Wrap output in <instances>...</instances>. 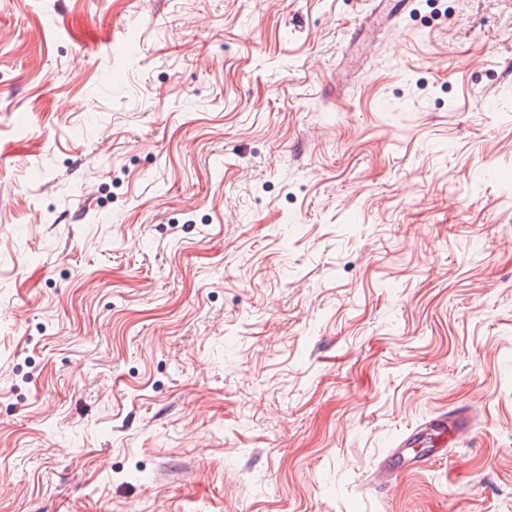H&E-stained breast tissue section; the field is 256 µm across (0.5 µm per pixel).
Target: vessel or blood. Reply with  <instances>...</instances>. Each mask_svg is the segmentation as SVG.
Masks as SVG:
<instances>
[{
	"mask_svg": "<svg viewBox=\"0 0 512 512\" xmlns=\"http://www.w3.org/2000/svg\"><path fill=\"white\" fill-rule=\"evenodd\" d=\"M473 430L469 410H459L429 419L406 434L396 448L380 459L370 470L369 483L381 486L398 478L404 471L419 468L443 456L445 439H458Z\"/></svg>",
	"mask_w": 512,
	"mask_h": 512,
	"instance_id": "b4317fda",
	"label": "vessel or blood"
}]
</instances>
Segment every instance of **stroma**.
<instances>
[{
  "mask_svg": "<svg viewBox=\"0 0 512 512\" xmlns=\"http://www.w3.org/2000/svg\"><path fill=\"white\" fill-rule=\"evenodd\" d=\"M374 7L0 0V512H512V0ZM473 430V417L469 410H459L431 418L406 434L396 448L380 459L370 470L369 484L381 486L398 478L404 471L426 465L429 460L443 456L446 444H436L434 439L448 437L454 441ZM427 443L426 451L418 455L413 446ZM412 449V451H409Z\"/></svg>",
  "mask_w": 512,
  "mask_h": 512,
  "instance_id": "obj_1",
  "label": "stroma"
}]
</instances>
